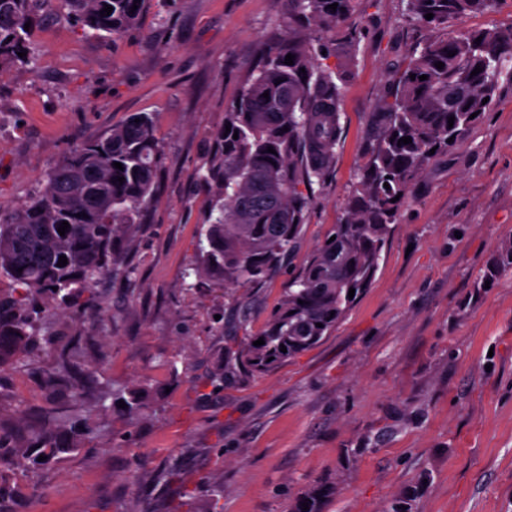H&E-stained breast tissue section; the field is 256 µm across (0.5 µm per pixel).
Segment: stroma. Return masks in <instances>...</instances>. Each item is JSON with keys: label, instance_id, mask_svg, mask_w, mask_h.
<instances>
[{"label": "stroma", "instance_id": "obj_1", "mask_svg": "<svg viewBox=\"0 0 512 512\" xmlns=\"http://www.w3.org/2000/svg\"><path fill=\"white\" fill-rule=\"evenodd\" d=\"M407 0H354L327 60L342 89L341 139L311 199L294 257L225 295L183 272L198 257L210 132L263 49L288 37L290 0H150L108 38L37 17L35 60L0 70V206L37 192L83 141L151 114L163 148L157 189L114 273L104 322L78 308L38 323L58 344L0 372V427L58 419L47 466L0 470L11 512H290L326 487L322 512H512V270L483 287L512 241V81L401 203L373 282L316 347L268 374L215 387L230 337L263 329L339 223L410 51L430 29ZM81 371L78 394L46 374ZM106 399L109 410L97 412ZM138 399L139 414L125 401ZM91 421L77 436L74 423Z\"/></svg>", "mask_w": 512, "mask_h": 512}]
</instances>
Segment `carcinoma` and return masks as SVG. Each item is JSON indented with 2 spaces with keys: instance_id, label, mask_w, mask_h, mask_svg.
I'll list each match as a JSON object with an SVG mask.
<instances>
[{
  "instance_id": "obj_1",
  "label": "carcinoma",
  "mask_w": 512,
  "mask_h": 512,
  "mask_svg": "<svg viewBox=\"0 0 512 512\" xmlns=\"http://www.w3.org/2000/svg\"><path fill=\"white\" fill-rule=\"evenodd\" d=\"M149 2L0 0V68L29 51L25 24L56 3L81 27L115 37L138 24ZM407 2L414 19L446 28L470 12L489 8L493 0ZM333 3L334 11L329 8ZM352 4L353 0H291L288 40L263 51L241 94L226 107L224 125L211 132L203 176L210 194L207 229L198 252L201 271L226 289L271 277L301 238L310 200L300 186L324 176L341 134V88L333 71L319 68L316 61L347 53V41L334 33L349 18ZM106 5L113 7L112 14L102 16ZM428 13L433 14L430 20L425 18ZM306 30L319 37L302 38L300 33ZM452 51L455 55L448 56ZM290 53L295 58L287 65ZM438 62L444 67L437 68ZM477 67L481 72L471 75ZM412 74L417 79H411ZM422 75L427 79L420 80ZM503 77L512 80V27L457 30L429 38L411 52L396 79L392 100L383 102L382 111L375 114L374 137L343 221L317 246L265 328L240 339L232 337L236 347L225 351L224 366L211 376L213 384L269 373L330 334L371 286L401 200L430 162L455 147L476 122L472 114L481 116L490 109V98ZM265 93L269 98L263 97ZM451 116L455 120L450 126ZM402 137L412 142L400 146ZM269 147L275 153L267 152ZM161 152L152 117L131 114L56 163L34 195L0 211V274L15 284L12 293L0 296V371L23 364L28 351L51 344L35 328L47 311L41 297L60 295L81 305L84 313L104 317L107 307L96 284L112 275L121 238L142 224ZM115 162L122 169L115 168ZM120 177L124 181H118ZM64 221L69 228L62 236L58 228ZM62 255L67 263L60 267ZM511 269L508 241L491 262L486 280ZM260 338L265 344L253 345ZM56 432L57 425L46 423L25 445L21 437L0 430V466H18L30 452L52 461L60 452ZM323 497V489H311L292 512H320Z\"/></svg>"
}]
</instances>
